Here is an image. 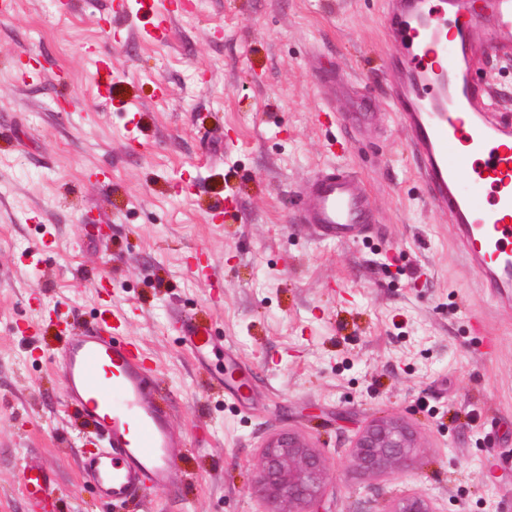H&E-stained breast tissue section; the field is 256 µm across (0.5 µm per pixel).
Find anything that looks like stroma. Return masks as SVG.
I'll return each instance as SVG.
<instances>
[{
    "label": "stroma",
    "mask_w": 512,
    "mask_h": 512,
    "mask_svg": "<svg viewBox=\"0 0 512 512\" xmlns=\"http://www.w3.org/2000/svg\"><path fill=\"white\" fill-rule=\"evenodd\" d=\"M112 6L14 0L0 16V512H28L29 459L57 476L47 512H271L254 485L260 448L288 431L325 462L320 512H390L408 493L436 512H512V309L424 202L385 93L380 0H207L166 43L133 33L122 48ZM90 45L111 50L107 80ZM321 64L336 68L322 90ZM323 111L382 118L356 135L320 125ZM333 165L378 211L363 241L292 221L300 188ZM47 233L53 249L29 266ZM103 273L187 438L175 489L135 509L81 483L97 439L63 408L49 362L56 313L93 323ZM174 315L231 351L246 401L219 389L217 357L169 330ZM35 319L39 335L15 332ZM383 416L407 421L419 447L402 472L367 474L349 448Z\"/></svg>",
    "instance_id": "stroma-1"
}]
</instances>
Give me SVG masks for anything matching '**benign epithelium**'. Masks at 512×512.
Returning <instances> with one entry per match:
<instances>
[{"instance_id":"obj_1","label":"benign epithelium","mask_w":512,"mask_h":512,"mask_svg":"<svg viewBox=\"0 0 512 512\" xmlns=\"http://www.w3.org/2000/svg\"><path fill=\"white\" fill-rule=\"evenodd\" d=\"M418 448L410 425L396 417H382L365 424L350 450L351 463L369 473H395L404 469ZM321 455L303 437L282 432L268 438L261 449L255 487L272 503L285 502L294 512H309L321 501L325 488ZM390 512H435L421 494L399 498Z\"/></svg>"}]
</instances>
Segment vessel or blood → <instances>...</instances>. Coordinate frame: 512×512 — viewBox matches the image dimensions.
Listing matches in <instances>:
<instances>
[{
  "instance_id": "vessel-or-blood-1",
  "label": "vessel or blood",
  "mask_w": 512,
  "mask_h": 512,
  "mask_svg": "<svg viewBox=\"0 0 512 512\" xmlns=\"http://www.w3.org/2000/svg\"><path fill=\"white\" fill-rule=\"evenodd\" d=\"M396 51L386 72L391 110L415 154L428 205L448 214L468 267L491 293L512 300V116L494 108L475 78L481 60H512V0H485L482 13L467 0H382ZM133 21L127 0L112 15L114 41ZM295 219L339 243L363 238L376 223L373 204L348 172L327 167L300 189ZM123 311L107 309L95 327H63L50 363L63 384V406L79 411L102 447L84 452L80 479L108 504L144 503L173 486L172 454L182 440L167 407L153 397L150 359L121 337ZM194 355L211 333L174 320ZM28 499L42 512L56 491L45 469L23 471Z\"/></svg>"
}]
</instances>
